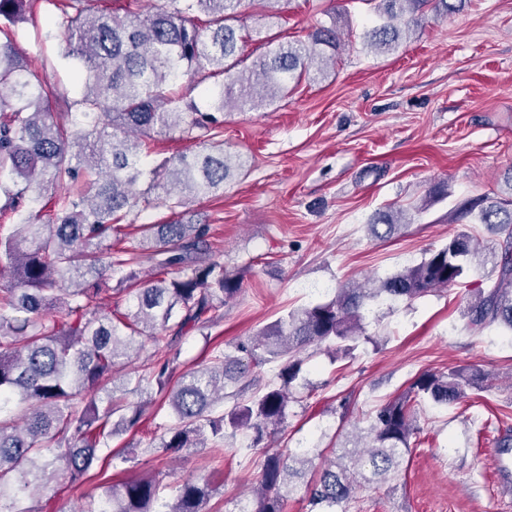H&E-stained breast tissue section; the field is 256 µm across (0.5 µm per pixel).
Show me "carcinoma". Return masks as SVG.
<instances>
[{"label": "carcinoma", "instance_id": "carcinoma-1", "mask_svg": "<svg viewBox=\"0 0 512 512\" xmlns=\"http://www.w3.org/2000/svg\"><path fill=\"white\" fill-rule=\"evenodd\" d=\"M92 2L69 0L60 23L63 56L80 66L74 97L20 56L13 26L33 0H0V173L8 176L0 181V213L17 219L0 235V277L10 275L0 280V512H35L22 503L60 474L82 484L107 439L140 422L144 403L121 405L109 388L141 349L137 338L169 345L187 326L203 332L242 288L241 273L216 260L209 225L141 224L139 236L114 250L110 241L126 237L122 220L135 209L174 213L224 192L246 164L224 149V109L256 110L288 96L335 65L341 46L336 26H323L305 39L272 38L266 54L245 65L250 34L238 25L241 8L274 14L288 0H155L147 10L141 0H126L121 14ZM363 2L379 18L363 32V47L390 54L414 28L463 10L467 0ZM198 76L222 77L208 90L209 112L191 111L172 91L183 78L194 89ZM167 133L198 140L203 150L146 167L155 137ZM64 183L76 189L56 195ZM45 197L55 221L36 224L30 212ZM455 215L490 227L500 249H481L460 233L415 265L349 282L325 302L288 312L174 384L175 359L151 363L129 393L154 389L171 409L173 422L159 425L161 448L179 453L207 436L216 444L241 436L256 447L284 423L308 348L350 352L373 305L411 303L456 285L469 295L464 314L472 329L512 332V193L464 201ZM407 225L404 209L391 204L367 227L385 240ZM489 262L492 284L471 287L469 267ZM121 292L129 295L126 307L100 309ZM251 363L273 366L277 380L243 382ZM229 381L240 388L225 392ZM486 381L470 367L421 373L345 437L342 453L325 458L300 448L286 458L268 456L247 500L250 512H283V491L308 474L309 512H338L361 489L398 475L419 433L415 406L455 405ZM226 398L233 404L214 415ZM209 495L208 483L187 480L163 500L145 475L105 486L95 512H203Z\"/></svg>", "mask_w": 512, "mask_h": 512}]
</instances>
